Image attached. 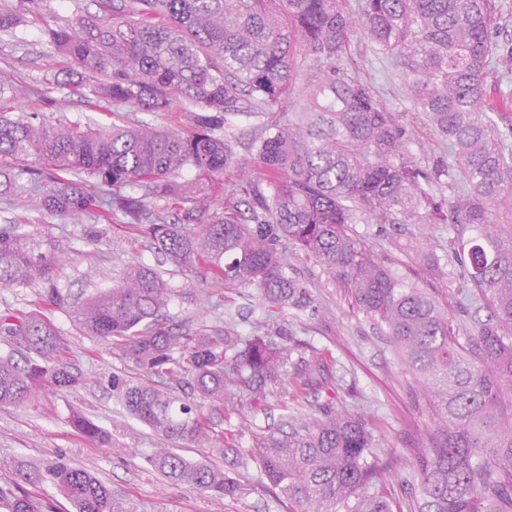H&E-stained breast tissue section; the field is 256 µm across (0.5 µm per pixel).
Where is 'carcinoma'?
<instances>
[{"instance_id": "cac0c4a2", "label": "carcinoma", "mask_w": 512, "mask_h": 512, "mask_svg": "<svg viewBox=\"0 0 512 512\" xmlns=\"http://www.w3.org/2000/svg\"><path fill=\"white\" fill-rule=\"evenodd\" d=\"M98 13L62 19L51 0H0V33L15 37L40 15L63 70L81 69L87 103L143 112H182L187 129L93 128L17 114L15 100L44 97L0 70V200L25 194L41 218L65 224L146 225L152 247L181 272L227 287H256L273 309L296 306L290 248L312 256L354 306L384 327L414 381L415 410L430 413L413 449L409 490L391 500L376 488L366 422L345 410L316 413L272 431L244 453L215 423L248 396L272 392L291 348L231 328L170 325L172 299L186 294L143 264L125 266L112 287L76 303L86 334L106 340L139 371L112 374L125 412L158 436L145 462L167 480L222 498L236 491L224 469L169 447L190 443L213 457L254 461L291 505L289 512H512V127L487 86L512 72V40L493 33L508 21L507 0H96ZM390 60L408 79L455 166L421 165L410 139L352 44ZM250 124L243 164L239 126ZM242 184L224 188V172ZM29 176L33 183L22 182ZM449 193L452 223L474 235L451 241L489 318L462 328L416 283L398 277L351 224H427ZM61 253L41 249L16 224L0 226V288L38 284L51 306L71 297L52 278ZM0 407H24L47 392L84 384L67 339L35 312L0 315ZM325 362L301 361L298 390L323 384ZM87 439H116L72 415ZM0 488L6 512L44 504L12 486L53 485L74 512H137L116 501L90 469L55 461L9 465Z\"/></svg>"}]
</instances>
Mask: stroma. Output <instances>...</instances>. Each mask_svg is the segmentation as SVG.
<instances>
[{
    "mask_svg": "<svg viewBox=\"0 0 512 512\" xmlns=\"http://www.w3.org/2000/svg\"><path fill=\"white\" fill-rule=\"evenodd\" d=\"M20 36L17 44L0 41V67L10 68L26 83L47 82L49 98L62 104L55 111V118L94 126L132 123L185 128L186 118L179 113L158 115L128 106L116 109L109 103L88 107L77 75L63 73L59 58L44 45L40 23L30 24ZM355 50L362 55L363 42H356ZM360 67L362 76L373 82L383 102L396 112L403 128L412 133L413 153L429 164L440 158L452 162L446 146L435 142L423 114L413 109L403 78L388 74L382 62L363 55ZM13 222L19 224L21 231L42 235L66 254V262L54 269L53 279L72 300L80 301L111 287L134 255L140 262L160 269L175 287L203 291V299L194 304L180 298L172 301L169 312L175 321L217 329L230 323L244 336L256 330L293 333L300 344L273 395L264 405L244 407V416L253 422V429H240L239 419L233 417L225 420V430L238 431L239 445L247 449L255 447L260 433L284 427L287 408L307 413L314 406L327 403L349 409L364 416L375 443L372 455L390 462L383 474V488L398 490L399 475L413 448L419 446L420 435L430 420L427 414L414 412L406 366L383 330L352 308L343 290L305 253L293 252L289 274L305 289L306 298L301 306L277 310L270 308L254 287L228 290L213 280L170 270L147 238L130 242V230L119 229L97 240L91 235V225L46 223L26 200L18 199L11 205L0 202V224ZM355 230L395 273L418 283L447 304L448 315L455 323L470 326L475 320L487 318L488 309L474 310L459 297V290L467 285L465 269L448 256L450 238L470 237V225L448 221L423 226L359 224ZM42 309L37 288L20 285L0 289V314ZM46 312L67 339L72 358L80 362L90 379L70 392L46 394L35 406L0 407V458L15 456L37 463L60 459L74 466L90 467L117 498L135 504L139 512H288L287 500L271 490L252 464L243 468L224 461L225 474L237 486L235 494L224 498L173 484L150 468L143 456L154 448L157 438L149 427L126 415L108 383L112 374H132L131 363L113 352L106 341L86 335L72 308ZM326 350L332 354L328 387L296 392L295 375L301 359ZM76 411L107 431L119 432L122 450L94 445L78 436L70 422Z\"/></svg>",
    "mask_w": 512,
    "mask_h": 512,
    "instance_id": "1",
    "label": "stroma"
}]
</instances>
